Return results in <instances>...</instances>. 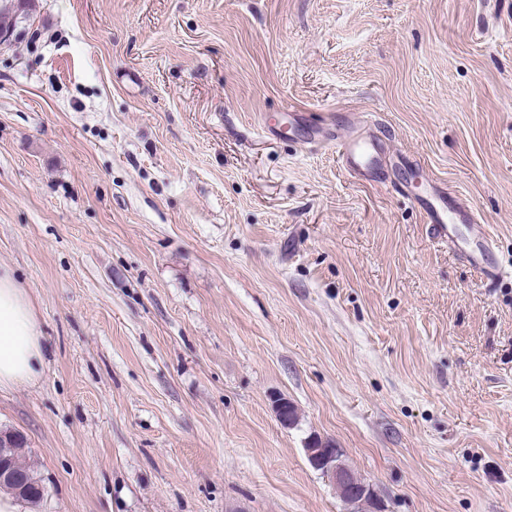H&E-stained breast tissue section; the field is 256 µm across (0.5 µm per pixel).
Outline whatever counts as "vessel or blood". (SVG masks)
Listing matches in <instances>:
<instances>
[{
	"label": "vessel or blood",
	"mask_w": 512,
	"mask_h": 512,
	"mask_svg": "<svg viewBox=\"0 0 512 512\" xmlns=\"http://www.w3.org/2000/svg\"><path fill=\"white\" fill-rule=\"evenodd\" d=\"M323 141L335 148L346 171L362 181L379 179L385 160L391 154L385 135L364 134L353 122L349 123L346 132L328 131ZM400 192L425 212L436 237L446 242L450 249H461L468 264L484 279L500 277L501 271L492 260L491 238L481 233L472 237L467 247L462 248L457 244L458 225H472L477 221L470 207L459 200L449 199L446 189L436 182L424 183L422 190L416 192L405 185Z\"/></svg>",
	"instance_id": "obj_1"
}]
</instances>
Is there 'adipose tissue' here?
<instances>
[{"mask_svg":"<svg viewBox=\"0 0 512 512\" xmlns=\"http://www.w3.org/2000/svg\"><path fill=\"white\" fill-rule=\"evenodd\" d=\"M38 313L9 268L0 266V390L34 383L42 364Z\"/></svg>","mask_w":512,"mask_h":512,"instance_id":"ef3b65f1","label":"adipose tissue"}]
</instances>
